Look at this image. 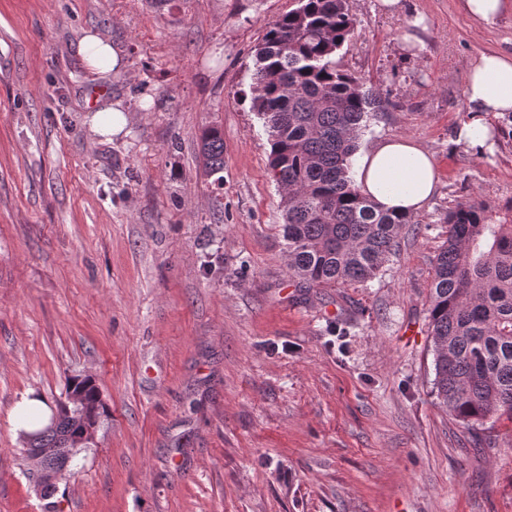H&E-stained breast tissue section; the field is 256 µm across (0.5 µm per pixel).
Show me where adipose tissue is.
Returning <instances> with one entry per match:
<instances>
[{
    "mask_svg": "<svg viewBox=\"0 0 512 512\" xmlns=\"http://www.w3.org/2000/svg\"><path fill=\"white\" fill-rule=\"evenodd\" d=\"M79 52L92 74L103 77L125 68L121 51L96 34L82 37ZM465 99L471 118L458 128L457 140L473 148L484 146L493 120L512 113V56L481 52L469 69ZM352 177L380 208L408 215L422 208L437 184L431 155L406 138L384 139L356 154Z\"/></svg>",
    "mask_w": 512,
    "mask_h": 512,
    "instance_id": "ef3b65f1",
    "label": "adipose tissue"
}]
</instances>
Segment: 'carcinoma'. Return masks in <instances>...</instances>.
<instances>
[{
  "mask_svg": "<svg viewBox=\"0 0 512 512\" xmlns=\"http://www.w3.org/2000/svg\"><path fill=\"white\" fill-rule=\"evenodd\" d=\"M255 48L252 108L271 145L270 174L282 192L289 273L309 288L366 282L399 252L415 217L385 212L349 177L358 140L380 95L340 70L336 53L354 30L348 0H298ZM204 173L224 170V138L209 126L198 143ZM428 309L432 392L472 432L492 418L512 422V223L494 220L478 197L444 217ZM106 410L89 378H71L56 425L38 446L76 455L83 411Z\"/></svg>",
  "mask_w": 512,
  "mask_h": 512,
  "instance_id": "cac0c4a2",
  "label": "carcinoma"
}]
</instances>
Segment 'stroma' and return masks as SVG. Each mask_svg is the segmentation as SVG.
<instances>
[{
	"mask_svg": "<svg viewBox=\"0 0 512 512\" xmlns=\"http://www.w3.org/2000/svg\"><path fill=\"white\" fill-rule=\"evenodd\" d=\"M401 3L349 0L336 60L384 102L360 147L414 140L437 191L376 278L308 289L251 104L254 49L296 0H0V512H512V422L471 434L438 404L427 333L446 213L512 204V140L480 159L455 137L470 63L512 54V13ZM89 31L124 72L89 78ZM99 99L123 134L90 131ZM73 376L109 416L46 500L10 412ZM199 156L206 176H214L224 170V138L214 126L205 127L199 137Z\"/></svg>",
	"mask_w": 512,
	"mask_h": 512,
	"instance_id": "obj_1",
	"label": "stroma"
}]
</instances>
